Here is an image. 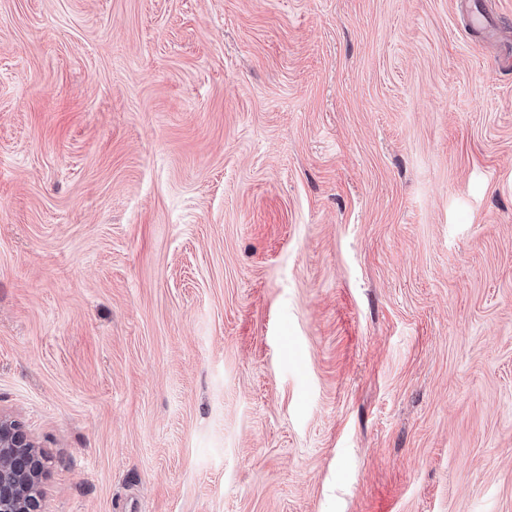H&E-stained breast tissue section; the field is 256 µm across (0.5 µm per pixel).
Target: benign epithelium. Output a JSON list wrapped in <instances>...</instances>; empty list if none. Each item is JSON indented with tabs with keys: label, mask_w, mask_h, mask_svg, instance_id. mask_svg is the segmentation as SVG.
Masks as SVG:
<instances>
[{
	"label": "benign epithelium",
	"mask_w": 512,
	"mask_h": 512,
	"mask_svg": "<svg viewBox=\"0 0 512 512\" xmlns=\"http://www.w3.org/2000/svg\"><path fill=\"white\" fill-rule=\"evenodd\" d=\"M41 451L21 424L0 415V512H41Z\"/></svg>",
	"instance_id": "1"
}]
</instances>
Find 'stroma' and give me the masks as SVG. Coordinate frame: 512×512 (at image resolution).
<instances>
[{
    "label": "stroma",
    "instance_id": "obj_1",
    "mask_svg": "<svg viewBox=\"0 0 512 512\" xmlns=\"http://www.w3.org/2000/svg\"><path fill=\"white\" fill-rule=\"evenodd\" d=\"M505 55L512 0H0L42 512H512Z\"/></svg>",
    "mask_w": 512,
    "mask_h": 512
}]
</instances>
